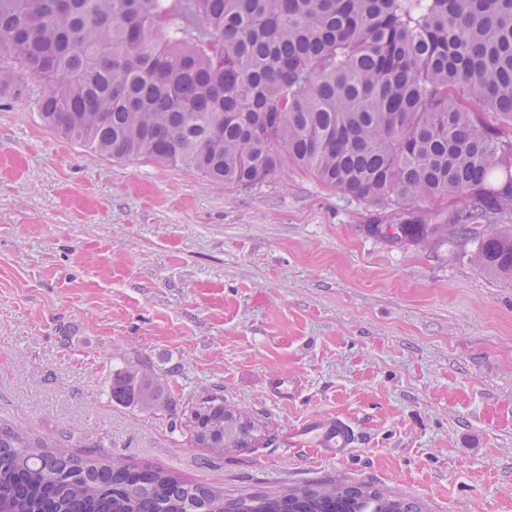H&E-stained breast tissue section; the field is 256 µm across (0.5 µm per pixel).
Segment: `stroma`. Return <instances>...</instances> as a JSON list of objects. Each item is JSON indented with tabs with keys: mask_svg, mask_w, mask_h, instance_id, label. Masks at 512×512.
Instances as JSON below:
<instances>
[{
	"mask_svg": "<svg viewBox=\"0 0 512 512\" xmlns=\"http://www.w3.org/2000/svg\"><path fill=\"white\" fill-rule=\"evenodd\" d=\"M0 92V422L225 494L370 483L426 512H512V279L448 245L371 234L373 204L283 166L241 188L92 153ZM140 355L172 395L222 387L269 447L212 454L112 399ZM300 380L283 403L268 376ZM340 414V460L288 430Z\"/></svg>",
	"mask_w": 512,
	"mask_h": 512,
	"instance_id": "1",
	"label": "stroma"
}]
</instances>
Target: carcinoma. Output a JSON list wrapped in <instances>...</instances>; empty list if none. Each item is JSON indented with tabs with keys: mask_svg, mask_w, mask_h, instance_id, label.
Here are the masks:
<instances>
[{
	"mask_svg": "<svg viewBox=\"0 0 512 512\" xmlns=\"http://www.w3.org/2000/svg\"><path fill=\"white\" fill-rule=\"evenodd\" d=\"M47 88L44 121L92 152L252 187L289 164L387 210L411 243L451 238L512 277V0H0V88ZM480 103L490 121L468 109ZM460 196L453 222L409 201ZM112 399L180 407L190 444L263 448L268 426L217 388L182 403L142 359ZM0 426V512H422L368 484L226 497Z\"/></svg>",
	"mask_w": 512,
	"mask_h": 512,
	"instance_id": "cac0c4a2",
	"label": "carcinoma"
}]
</instances>
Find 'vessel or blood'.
I'll list each match as a JSON object with an SVG mask.
<instances>
[{"label":"vessel or blood","instance_id":"1","mask_svg":"<svg viewBox=\"0 0 512 512\" xmlns=\"http://www.w3.org/2000/svg\"><path fill=\"white\" fill-rule=\"evenodd\" d=\"M357 434L351 423L339 415L311 417L294 425L288 433L289 449H313L327 459L344 458L354 448Z\"/></svg>","mask_w":512,"mask_h":512}]
</instances>
